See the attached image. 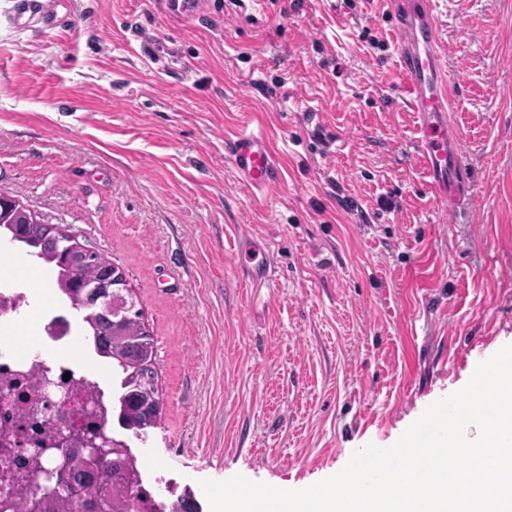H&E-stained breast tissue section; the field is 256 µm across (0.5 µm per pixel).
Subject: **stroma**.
Returning <instances> with one entry per match:
<instances>
[{
  "mask_svg": "<svg viewBox=\"0 0 512 512\" xmlns=\"http://www.w3.org/2000/svg\"><path fill=\"white\" fill-rule=\"evenodd\" d=\"M64 30L0 0V192L106 254L154 338L159 420L137 455L177 483L324 478L394 444L512 345V0H436L469 200L417 160L391 23L372 0H77ZM384 40L373 47L371 38ZM266 136L256 202L224 153ZM266 244L267 287L240 264ZM35 314L68 310L52 265Z\"/></svg>",
  "mask_w": 512,
  "mask_h": 512,
  "instance_id": "1",
  "label": "stroma"
}]
</instances>
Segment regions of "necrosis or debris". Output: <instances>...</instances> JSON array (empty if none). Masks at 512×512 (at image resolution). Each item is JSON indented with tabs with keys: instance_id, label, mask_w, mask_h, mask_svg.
<instances>
[{
	"instance_id": "obj_1",
	"label": "necrosis or debris",
	"mask_w": 512,
	"mask_h": 512,
	"mask_svg": "<svg viewBox=\"0 0 512 512\" xmlns=\"http://www.w3.org/2000/svg\"><path fill=\"white\" fill-rule=\"evenodd\" d=\"M34 307L29 288L19 281L0 283V512H13L9 503L25 488L33 464L43 470L55 465L49 449L59 437L72 438L76 457H84L81 436L102 425L91 410L107 403L102 387L79 371L73 359L56 356L57 346L69 343L71 320L63 314L39 320L40 343L28 345L20 335Z\"/></svg>"
}]
</instances>
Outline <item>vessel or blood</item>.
<instances>
[{
	"mask_svg": "<svg viewBox=\"0 0 512 512\" xmlns=\"http://www.w3.org/2000/svg\"><path fill=\"white\" fill-rule=\"evenodd\" d=\"M379 2L391 18L395 67L401 76V93L416 119L415 140L427 185L438 202H455L465 182L462 143L448 119L457 81L443 66L438 52L434 0ZM60 3L61 0H18L14 19L57 26ZM224 152L256 198H266L281 179L269 143L262 135L241 130L225 136Z\"/></svg>",
	"mask_w": 512,
	"mask_h": 512,
	"instance_id": "1",
	"label": "vessel or blood"
}]
</instances>
